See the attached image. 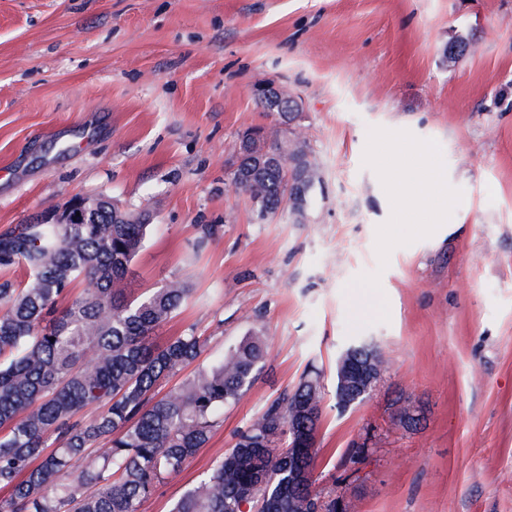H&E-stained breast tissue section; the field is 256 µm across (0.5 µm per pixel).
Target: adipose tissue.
Returning a JSON list of instances; mask_svg holds the SVG:
<instances>
[{
  "label": "adipose tissue",
  "instance_id": "obj_1",
  "mask_svg": "<svg viewBox=\"0 0 512 512\" xmlns=\"http://www.w3.org/2000/svg\"><path fill=\"white\" fill-rule=\"evenodd\" d=\"M412 151L417 160L416 171L403 172L398 176L399 181L405 185L404 190L400 193L402 206L407 210H415L424 203L436 202L440 207L441 220L431 224L429 230L432 236H444L445 233L456 230V219L460 204L456 199L448 197L444 190V184L439 178H420V170H426L430 167L431 149L427 145L417 144L413 146Z\"/></svg>",
  "mask_w": 512,
  "mask_h": 512
}]
</instances>
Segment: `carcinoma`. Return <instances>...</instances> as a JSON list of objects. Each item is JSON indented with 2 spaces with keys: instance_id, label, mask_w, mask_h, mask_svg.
I'll return each instance as SVG.
<instances>
[{
  "instance_id": "1",
  "label": "carcinoma",
  "mask_w": 512,
  "mask_h": 512,
  "mask_svg": "<svg viewBox=\"0 0 512 512\" xmlns=\"http://www.w3.org/2000/svg\"><path fill=\"white\" fill-rule=\"evenodd\" d=\"M263 144L255 185L240 183L263 216L285 208L296 183L311 194L320 173L307 149ZM91 224H21L0 234V268L24 278L0 283V512H138L165 480L180 474L222 423L224 406L254 382L269 358L260 328L164 395L159 388L195 363L205 339L190 331L163 346L153 332L191 294L170 280L131 298L126 281L146 235L147 214L114 223L106 195ZM79 282H92L75 296ZM381 363L373 344L342 351ZM312 367L289 394L268 403L234 445L174 501L170 512H336L312 498L296 509L288 457L297 447L288 419L301 401L323 402Z\"/></svg>"
}]
</instances>
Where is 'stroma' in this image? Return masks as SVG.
I'll return each mask as SVG.
<instances>
[{
  "label": "stroma",
  "mask_w": 512,
  "mask_h": 512,
  "mask_svg": "<svg viewBox=\"0 0 512 512\" xmlns=\"http://www.w3.org/2000/svg\"><path fill=\"white\" fill-rule=\"evenodd\" d=\"M461 37L477 50L448 62ZM295 94L321 175L304 223L229 183L254 96ZM430 145L460 227L425 233L389 173ZM150 216L137 297L180 279L211 361L270 357L205 448L138 512H169L271 400L322 372L316 486L349 512H512V0H0V234L80 196ZM214 230L201 241V226ZM385 370L336 405V358ZM412 407L419 425L402 424ZM361 478L347 480L355 446ZM374 345L371 343L362 342L358 345H352L347 347L344 351H342L336 359V403L342 408H348L353 405L352 401L355 397H351L348 399L340 398L338 396L339 391V376H338V368L341 362L348 360L350 357L359 360L358 356L369 358L371 357L373 361H375L378 365L381 364V356L377 351V348L373 347Z\"/></svg>",
  "instance_id": "35a3bbf8"
}]
</instances>
